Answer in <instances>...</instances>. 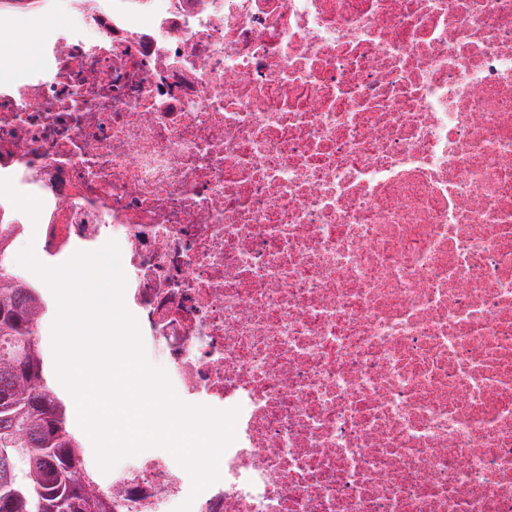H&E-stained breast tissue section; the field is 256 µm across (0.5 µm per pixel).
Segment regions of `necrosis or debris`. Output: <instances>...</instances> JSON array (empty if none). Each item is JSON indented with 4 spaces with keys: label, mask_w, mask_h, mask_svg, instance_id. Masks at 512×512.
<instances>
[{
    "label": "necrosis or debris",
    "mask_w": 512,
    "mask_h": 512,
    "mask_svg": "<svg viewBox=\"0 0 512 512\" xmlns=\"http://www.w3.org/2000/svg\"><path fill=\"white\" fill-rule=\"evenodd\" d=\"M0 86L39 249L111 232L179 399L237 410L201 492L112 512H512V0H69ZM9 19L10 22L25 27L27 33L24 42L21 44L22 48H19L20 50L9 63L1 67L0 78L2 81H5L3 79L4 75L8 77L6 81L25 79L30 72L45 64L42 57L43 47L54 38L59 29L81 24V19L76 18L68 11L66 0H57L55 10L38 23L27 25L20 21L19 16L12 14L9 15ZM27 44L38 46V56L36 58L21 53V50Z\"/></svg>",
    "instance_id": "obj_1"
}]
</instances>
